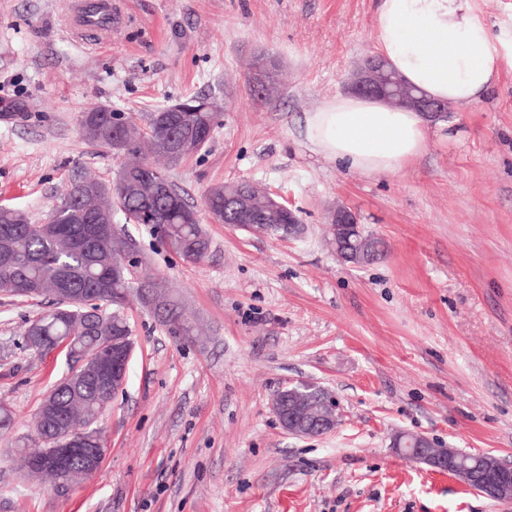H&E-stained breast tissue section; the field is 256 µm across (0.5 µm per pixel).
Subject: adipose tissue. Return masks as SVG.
<instances>
[{
	"mask_svg": "<svg viewBox=\"0 0 512 512\" xmlns=\"http://www.w3.org/2000/svg\"><path fill=\"white\" fill-rule=\"evenodd\" d=\"M374 38L389 66L435 100L482 101L512 67V44H494L476 0H380ZM431 131L422 113L354 94L329 98L304 123L316 153L368 176L406 168Z\"/></svg>",
	"mask_w": 512,
	"mask_h": 512,
	"instance_id": "1",
	"label": "adipose tissue"
}]
</instances>
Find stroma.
I'll return each mask as SVG.
<instances>
[{
    "mask_svg": "<svg viewBox=\"0 0 512 512\" xmlns=\"http://www.w3.org/2000/svg\"><path fill=\"white\" fill-rule=\"evenodd\" d=\"M75 0H0V204L45 221L74 178L121 161L84 141L80 113L153 112L187 96L223 109L199 156L170 168L191 203L247 180L298 210L300 239L209 223V255L178 259L151 224L126 230L196 327L174 335L131 296L127 383L98 423L95 476L65 493L23 479L33 415L69 370L26 350L42 312L0 297V512H512L392 450L395 434L512 461V67L452 105L421 156L368 176L312 151L307 113L376 55L378 0H114L111 33L80 36ZM277 92L260 99L257 60ZM353 210L379 259H339L326 222ZM331 391L336 428L286 433L282 386Z\"/></svg>",
    "mask_w": 512,
    "mask_h": 512,
    "instance_id": "obj_1",
    "label": "stroma"
}]
</instances>
